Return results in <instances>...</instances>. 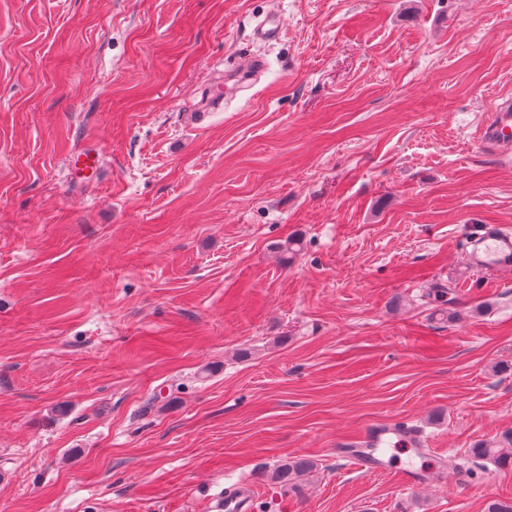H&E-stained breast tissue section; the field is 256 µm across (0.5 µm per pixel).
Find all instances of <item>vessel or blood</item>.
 <instances>
[{"mask_svg":"<svg viewBox=\"0 0 512 512\" xmlns=\"http://www.w3.org/2000/svg\"><path fill=\"white\" fill-rule=\"evenodd\" d=\"M480 146L512 147V98L504 96L493 103L490 117L481 129ZM468 260L484 274H496L512 268V233L488 226L476 237ZM394 445L422 447L419 435L400 422L373 421L355 438L342 440L347 459L362 470L374 474L386 470L388 463L378 451ZM251 490L242 486L217 500V512H249Z\"/></svg>","mask_w":512,"mask_h":512,"instance_id":"b4317fda","label":"vessel or blood"}]
</instances>
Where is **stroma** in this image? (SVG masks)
<instances>
[{"label": "stroma", "mask_w": 512, "mask_h": 512, "mask_svg": "<svg viewBox=\"0 0 512 512\" xmlns=\"http://www.w3.org/2000/svg\"><path fill=\"white\" fill-rule=\"evenodd\" d=\"M244 52L264 75L190 123ZM509 95L512 0H0V512L512 497L511 469L394 471L512 430V270L465 256L512 231V153L476 144ZM391 419L426 447L341 456ZM313 467L314 463L306 458L285 460L274 468L271 479L280 485L292 486L297 477L305 472H310ZM251 489L241 486L233 492L224 495V498L216 501L215 509L224 512H248L250 511Z\"/></svg>", "instance_id": "obj_1"}]
</instances>
